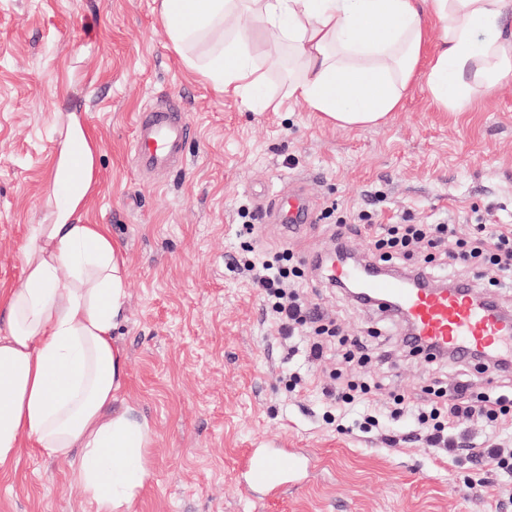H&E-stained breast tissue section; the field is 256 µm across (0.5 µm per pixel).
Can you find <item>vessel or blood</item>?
<instances>
[{"mask_svg":"<svg viewBox=\"0 0 512 512\" xmlns=\"http://www.w3.org/2000/svg\"><path fill=\"white\" fill-rule=\"evenodd\" d=\"M189 134L187 117L171 106L159 105L139 114L132 143L137 164L170 170L184 152ZM259 216L267 223H288L295 233L317 221L313 205L298 191L264 201ZM332 276L339 283L358 282L361 300L373 308L397 305L426 353L452 354L462 360L483 355L512 367V318L504 316L492 298L478 295L474 284L442 285L423 275L415 279L359 268L342 258ZM298 467V459L292 457L256 454L243 464L250 485L273 493L287 486L288 476Z\"/></svg>","mask_w":512,"mask_h":512,"instance_id":"1","label":"vessel or blood"}]
</instances>
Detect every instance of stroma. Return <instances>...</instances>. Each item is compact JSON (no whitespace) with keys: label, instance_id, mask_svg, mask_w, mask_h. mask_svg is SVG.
<instances>
[{"label":"stroma","instance_id":"1","mask_svg":"<svg viewBox=\"0 0 512 512\" xmlns=\"http://www.w3.org/2000/svg\"><path fill=\"white\" fill-rule=\"evenodd\" d=\"M258 49L259 73L278 109L247 110L202 82L172 47L154 0H0V283L22 279L21 247L49 223L45 196L62 114L79 106L96 141L97 190L84 223L110 225L128 264L127 318L116 336L127 356L126 405L154 435L150 474L130 512H499L503 483L483 459L445 462L420 442L337 428L323 420L334 359L303 367L289 393L287 347L259 292L230 258L239 209L299 184L317 209L351 219L372 209L412 224L512 225V81L469 112L444 111L425 82L399 111L370 127L341 128L283 100L288 71ZM175 104L193 130L165 175L132 160L136 119ZM332 220L289 238L262 224L258 252L289 246L330 253ZM308 297L344 335L391 348L386 316L366 311L305 269ZM391 394L423 400L429 387L466 376L472 393L501 379L475 362L435 367L393 355L364 367ZM303 457L297 485L271 496L249 489L248 450ZM76 460L22 449L0 474V512H94L71 483ZM486 476L474 494L467 476Z\"/></svg>","mask_w":512,"mask_h":512}]
</instances>
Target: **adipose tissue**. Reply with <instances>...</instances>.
Segmentation results:
<instances>
[{
    "mask_svg": "<svg viewBox=\"0 0 512 512\" xmlns=\"http://www.w3.org/2000/svg\"><path fill=\"white\" fill-rule=\"evenodd\" d=\"M237 0H156L173 49L217 92L247 109L273 99L255 45L300 64L286 98L342 127L398 111L425 80L449 112L466 111V71L481 65L485 92L512 79L507 0H250L253 27H226ZM440 44L429 50L431 28ZM46 196L51 221L22 250L23 278L0 289V473L25 448L77 459L74 484L95 512H129L149 474L153 435L118 400L127 360L114 332L127 305V264L109 225L84 224L95 192L97 146L84 113L63 117Z\"/></svg>",
    "mask_w": 512,
    "mask_h": 512,
    "instance_id": "obj_1",
    "label": "adipose tissue"
}]
</instances>
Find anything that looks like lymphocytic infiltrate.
Masks as SVG:
<instances>
[{"label":"lymphocytic infiltrate","mask_w":512,"mask_h":512,"mask_svg":"<svg viewBox=\"0 0 512 512\" xmlns=\"http://www.w3.org/2000/svg\"><path fill=\"white\" fill-rule=\"evenodd\" d=\"M350 231L365 233L373 245V256L379 262L404 263L421 259L430 265L436 253L448 256L449 270L475 268L489 274V287L512 286V226L481 224L473 229L459 224H380L375 214L360 211L349 226ZM235 265L249 276L260 291L272 320L280 334L301 336L308 360L317 361L335 351L341 368L333 388L328 389V407L337 418L358 415L361 432L382 429L385 420H409L413 438L427 447L447 451L449 457L488 458L493 472L502 478L512 477V448L501 447L497 431L512 418V385L497 394L471 396L466 382L454 387L439 386L432 398L418 402L397 394L389 408L375 407L370 394L375 386L372 378L357 375L355 366L371 359L363 339L341 336L338 328L325 322L317 309L303 297L304 269L293 252L274 259L257 260L252 247H243ZM476 421L488 430L483 448L458 441L455 431L459 420Z\"/></svg>","instance_id":"lymphocytic-infiltrate-1"}]
</instances>
